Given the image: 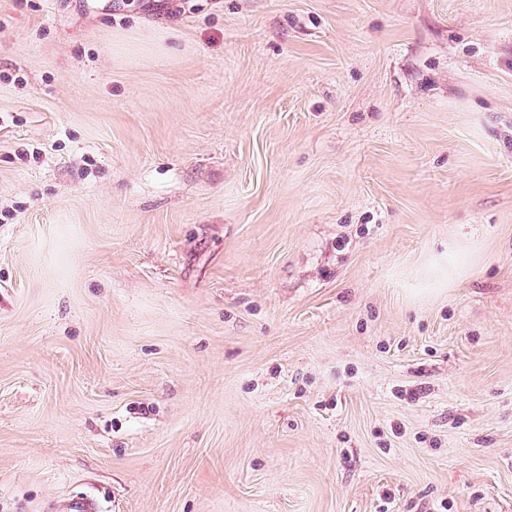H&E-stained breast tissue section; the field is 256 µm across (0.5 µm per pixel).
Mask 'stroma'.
<instances>
[{
	"label": "stroma",
	"mask_w": 512,
	"mask_h": 512,
	"mask_svg": "<svg viewBox=\"0 0 512 512\" xmlns=\"http://www.w3.org/2000/svg\"><path fill=\"white\" fill-rule=\"evenodd\" d=\"M78 498L512 512V0H0V512Z\"/></svg>",
	"instance_id": "obj_1"
}]
</instances>
